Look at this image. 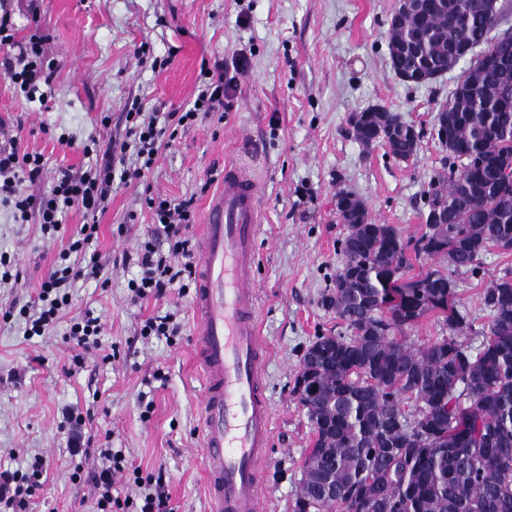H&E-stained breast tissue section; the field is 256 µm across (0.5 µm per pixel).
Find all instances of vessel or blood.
Instances as JSON below:
<instances>
[{
	"label": "vessel or blood",
	"mask_w": 512,
	"mask_h": 512,
	"mask_svg": "<svg viewBox=\"0 0 512 512\" xmlns=\"http://www.w3.org/2000/svg\"><path fill=\"white\" fill-rule=\"evenodd\" d=\"M260 212L254 178L241 166H225L223 186L207 207L192 298L210 512H261L271 405L266 348L257 333Z\"/></svg>",
	"instance_id": "vessel-or-blood-1"
}]
</instances>
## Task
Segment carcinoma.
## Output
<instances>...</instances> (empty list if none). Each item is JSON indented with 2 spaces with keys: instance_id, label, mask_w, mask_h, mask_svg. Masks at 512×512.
<instances>
[{
  "instance_id": "carcinoma-1",
  "label": "carcinoma",
  "mask_w": 512,
  "mask_h": 512,
  "mask_svg": "<svg viewBox=\"0 0 512 512\" xmlns=\"http://www.w3.org/2000/svg\"><path fill=\"white\" fill-rule=\"evenodd\" d=\"M425 16L405 13L389 41L413 37L417 54L393 68L422 69L434 80L450 69L460 45L488 50L490 34L512 12V0H448ZM465 91L448 101V177L430 183L428 207L448 208L451 224L426 225L418 258L443 256L400 284L411 266L408 246L391 224L347 225L340 266L323 306L346 333L317 336L299 370L320 387L307 407L314 434L293 512H512V272L481 294L488 317L480 346L459 341L467 324L455 276L473 272L484 252L512 251V62L462 75ZM370 121L353 126L374 145ZM430 312L448 335L414 349L393 333Z\"/></svg>"
}]
</instances>
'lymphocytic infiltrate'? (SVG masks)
<instances>
[{"label":"lymphocytic infiltrate","mask_w":512,"mask_h":512,"mask_svg":"<svg viewBox=\"0 0 512 512\" xmlns=\"http://www.w3.org/2000/svg\"><path fill=\"white\" fill-rule=\"evenodd\" d=\"M17 48L15 57L6 58L5 71L11 82L26 96L40 90L47 74L43 68L44 48L39 36H31L25 46H17L8 17L0 16V47ZM204 81L200 85L196 106L181 112L170 113V122L158 126L144 112L140 103L126 108L127 139L119 148L109 149L101 164L94 170L73 174L60 171L49 196L38 198L27 193L26 183L36 181L43 168V157L38 153H19L16 141L0 144V201L13 205L21 223L40 224L43 233H58L62 216L72 208L96 215L104 211L110 200L114 182L127 183L142 179L154 165L163 146L174 140L178 128L193 124L199 113L220 112L233 83L224 77L223 64L203 69ZM155 227L152 236L144 241L136 254L138 277L131 279L128 287L140 299L163 297L168 288L181 286L194 280L197 246L189 230L194 222L193 198L148 197ZM98 224L82 225L77 237L71 239L68 250L85 255L83 265L61 263L55 265L42 280L36 307L11 305L0 312V318L14 315L27 316L28 333L44 335L58 322L60 313L71 301L70 290L79 280L101 278L104 268L89 250L98 234ZM177 257L179 265H171L170 257ZM102 459L100 468L83 472L75 469L72 480L92 486L95 492V512H122L125 503L112 492L113 472L123 470L125 458L121 452L108 448L98 451ZM44 462L35 459L28 472L0 468V512H25L29 499L40 485Z\"/></svg>","instance_id":"1"}]
</instances>
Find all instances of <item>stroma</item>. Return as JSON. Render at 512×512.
I'll return each mask as SVG.
<instances>
[{
	"label": "stroma",
	"instance_id": "35a3bbf8",
	"mask_svg": "<svg viewBox=\"0 0 512 512\" xmlns=\"http://www.w3.org/2000/svg\"><path fill=\"white\" fill-rule=\"evenodd\" d=\"M18 43L44 40V62L55 73L44 99H27L0 68V140L17 138L20 151L42 154L44 167L27 190L48 195L60 169L83 172L93 157L80 150L96 138L100 149L126 138L127 102L139 100L161 116L196 95L201 70L224 63L235 77L231 107L179 129L142 180L115 184L99 214L93 247L108 283L78 282L66 315L43 336L28 337L22 322L0 321V467L47 461L28 512H94L88 485L73 482L75 465L91 470L98 457L71 456L65 414L83 417L92 446H109L128 467L114 474L115 495L139 500L143 477L166 479L170 512H209L202 475L203 379L193 346V291L172 289L160 299L134 298L127 288L135 256L151 229L149 196H194L193 234H200L207 195L224 167L250 170L262 196L256 242L259 330L268 350L266 388L272 402V445L262 467L264 512H293L312 428L292 393L304 349L319 334L345 327L321 305L340 264L336 243L347 232L336 195L361 198L378 224L405 240L424 233V194L448 167L434 132L436 111L461 78L457 65L427 85L402 82L389 63L388 30L397 0H0ZM146 55H138L139 45ZM170 64L153 68L154 58ZM246 58L248 70L234 64ZM382 106L399 113L420 135L416 154L394 158L383 144L367 148L349 124L352 113ZM109 126H101L103 116ZM73 146L60 144L59 134ZM85 222L68 211L56 235L38 224L15 223L0 202V252L10 254L18 282L0 287V307L26 303ZM512 271V251H486L477 272L457 276L469 325L460 340L478 348L485 314L480 295ZM90 311L102 324L101 348L111 363L89 356L74 367L78 348L69 319ZM174 314L173 339L145 338V320Z\"/></svg>",
	"mask_w": 512,
	"mask_h": 512
}]
</instances>
